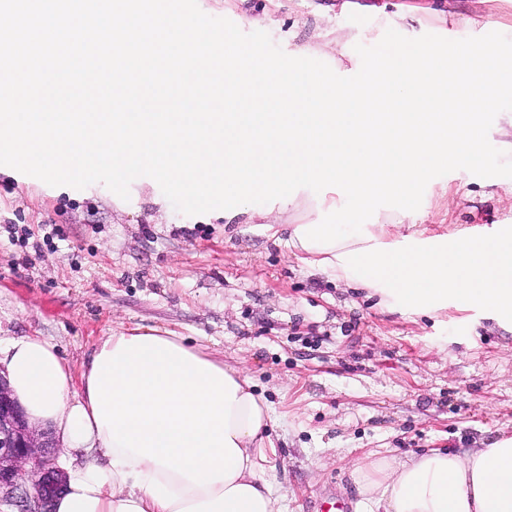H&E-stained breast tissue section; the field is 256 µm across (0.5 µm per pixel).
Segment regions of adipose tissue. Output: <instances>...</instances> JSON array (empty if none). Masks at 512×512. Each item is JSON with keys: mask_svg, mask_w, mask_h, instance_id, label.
Wrapping results in <instances>:
<instances>
[{"mask_svg": "<svg viewBox=\"0 0 512 512\" xmlns=\"http://www.w3.org/2000/svg\"><path fill=\"white\" fill-rule=\"evenodd\" d=\"M30 422L68 456L52 512H279L268 410L246 367L158 328L118 329L74 373L39 336L0 344ZM366 512H512V436L473 452L354 463Z\"/></svg>", "mask_w": 512, "mask_h": 512, "instance_id": "ef3b65f1", "label": "adipose tissue"}]
</instances>
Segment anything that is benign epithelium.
<instances>
[{
	"instance_id": "1",
	"label": "benign epithelium",
	"mask_w": 512,
	"mask_h": 512,
	"mask_svg": "<svg viewBox=\"0 0 512 512\" xmlns=\"http://www.w3.org/2000/svg\"><path fill=\"white\" fill-rule=\"evenodd\" d=\"M52 432L29 424L0 375V506L14 512H52L66 484Z\"/></svg>"
}]
</instances>
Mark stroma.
<instances>
[{
  "label": "stroma",
  "mask_w": 512,
  "mask_h": 512,
  "mask_svg": "<svg viewBox=\"0 0 512 512\" xmlns=\"http://www.w3.org/2000/svg\"><path fill=\"white\" fill-rule=\"evenodd\" d=\"M284 52L345 35L329 66L358 72L356 45L387 29L512 38V0H198ZM124 205L101 183L50 192L0 168V339L41 336L80 370L124 327H160L211 358L246 365L270 409L267 478L288 512L323 501L361 512L353 461L462 452L512 436V329L484 311L436 319L381 310L268 238L261 222L159 210L142 179ZM512 178L452 172L425 194L438 233L512 225ZM16 225L9 241L6 223Z\"/></svg>",
  "instance_id": "1"
}]
</instances>
